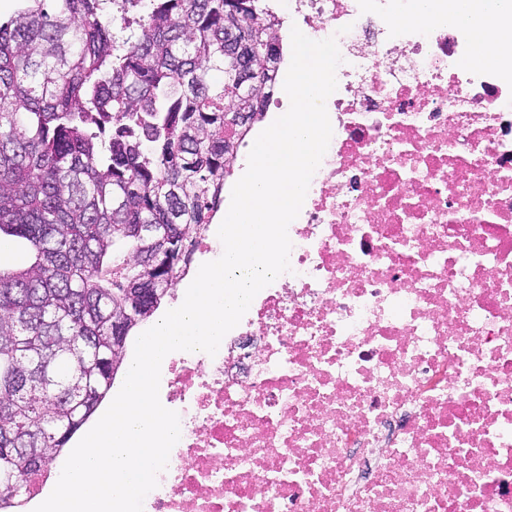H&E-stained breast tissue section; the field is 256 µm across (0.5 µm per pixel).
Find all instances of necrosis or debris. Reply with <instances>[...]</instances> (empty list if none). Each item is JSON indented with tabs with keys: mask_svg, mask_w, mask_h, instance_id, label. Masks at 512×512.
I'll return each instance as SVG.
<instances>
[{
	"mask_svg": "<svg viewBox=\"0 0 512 512\" xmlns=\"http://www.w3.org/2000/svg\"><path fill=\"white\" fill-rule=\"evenodd\" d=\"M277 8L337 40L333 136L290 272L171 361L143 512H512V80L395 0Z\"/></svg>",
	"mask_w": 512,
	"mask_h": 512,
	"instance_id": "necrosis-or-debris-1",
	"label": "necrosis or debris"
}]
</instances>
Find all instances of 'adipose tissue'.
Returning a JSON list of instances; mask_svg holds the SVG:
<instances>
[{
  "mask_svg": "<svg viewBox=\"0 0 512 512\" xmlns=\"http://www.w3.org/2000/svg\"><path fill=\"white\" fill-rule=\"evenodd\" d=\"M512 15V0H416L408 23L445 19L467 27L472 51L465 63L480 68L512 64V37L498 28L500 18Z\"/></svg>",
  "mask_w": 512,
  "mask_h": 512,
  "instance_id": "adipose-tissue-1",
  "label": "adipose tissue"
}]
</instances>
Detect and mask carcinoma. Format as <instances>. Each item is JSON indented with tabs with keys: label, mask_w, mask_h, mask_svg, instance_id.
<instances>
[{
	"label": "carcinoma",
	"mask_w": 512,
	"mask_h": 512,
	"mask_svg": "<svg viewBox=\"0 0 512 512\" xmlns=\"http://www.w3.org/2000/svg\"><path fill=\"white\" fill-rule=\"evenodd\" d=\"M0 18V512L51 468L112 387V320L164 300L209 230L238 148L262 120L279 18L262 0H16ZM247 112L245 126L224 113ZM167 241L143 257L137 225Z\"/></svg>",
	"instance_id": "1"
}]
</instances>
